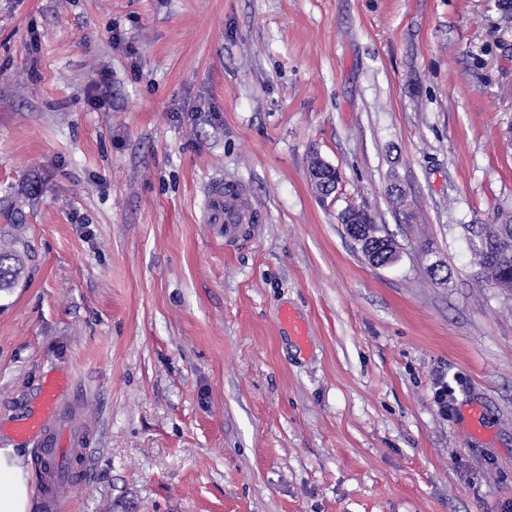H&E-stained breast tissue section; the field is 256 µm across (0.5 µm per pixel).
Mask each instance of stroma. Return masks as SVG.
Here are the masks:
<instances>
[{
	"instance_id": "35a3bbf8",
	"label": "stroma",
	"mask_w": 512,
	"mask_h": 512,
	"mask_svg": "<svg viewBox=\"0 0 512 512\" xmlns=\"http://www.w3.org/2000/svg\"><path fill=\"white\" fill-rule=\"evenodd\" d=\"M216 178L256 216L231 245L201 221ZM505 214L496 0H0V234L29 246L0 448L34 464L7 424L66 373L88 399L59 421L91 434L69 512H502L512 291L475 280L468 227ZM311 167L315 168V172L311 173L315 178V182H313L316 190L323 196H328L329 194L335 192L340 182V175L336 168L327 167L324 165V168L321 165H317L316 161H312ZM349 225L354 229L357 235H351L357 241L363 254L368 260L377 266H386L394 259L396 255V247L391 235L388 233L384 225L375 224L373 218L364 213L363 216H355Z\"/></svg>"
}]
</instances>
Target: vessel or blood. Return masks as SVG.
Segmentation results:
<instances>
[{
    "label": "vessel or blood",
    "instance_id": "vessel-or-blood-1",
    "mask_svg": "<svg viewBox=\"0 0 512 512\" xmlns=\"http://www.w3.org/2000/svg\"><path fill=\"white\" fill-rule=\"evenodd\" d=\"M227 189V183L220 179L208 183L202 218L207 223L223 225L224 238L231 242L238 238L243 225L250 222L252 211L243 195L228 194ZM73 400L69 378L46 380L42 387V411L15 430L17 437L36 445L43 460L36 479V493L46 512H66L69 469L88 454L85 434L57 423L61 408Z\"/></svg>",
    "mask_w": 512,
    "mask_h": 512
}]
</instances>
